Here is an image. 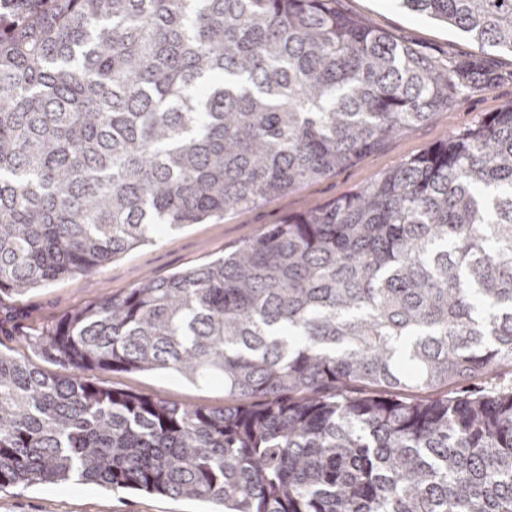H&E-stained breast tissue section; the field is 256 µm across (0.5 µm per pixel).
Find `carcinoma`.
I'll list each match as a JSON object with an SVG mask.
<instances>
[{
    "instance_id": "obj_1",
    "label": "carcinoma",
    "mask_w": 512,
    "mask_h": 512,
    "mask_svg": "<svg viewBox=\"0 0 512 512\" xmlns=\"http://www.w3.org/2000/svg\"><path fill=\"white\" fill-rule=\"evenodd\" d=\"M512 52V0H394ZM437 65L336 0H0V295L96 271L426 122ZM0 351V490L217 512H512V104L209 263ZM91 369L219 380L186 407ZM408 391L423 394L405 397ZM209 504L70 481L0 492V512H206Z\"/></svg>"
}]
</instances>
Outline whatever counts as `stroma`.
<instances>
[{
	"instance_id": "35a3bbf8",
	"label": "stroma",
	"mask_w": 512,
	"mask_h": 512,
	"mask_svg": "<svg viewBox=\"0 0 512 512\" xmlns=\"http://www.w3.org/2000/svg\"><path fill=\"white\" fill-rule=\"evenodd\" d=\"M343 13L386 32L437 63L482 54L494 76L492 85H465L447 108L431 119L388 139L346 168L292 191L267 198L256 207L226 214L207 224L167 230L153 243L127 252L101 269L37 288L16 299L0 297V351L23 354L42 371L66 374V367L45 356L40 336L62 317L106 297L125 295L142 282L168 276L208 262L257 236L269 224L306 212L346 195L422 153L460 130L476 125L487 113L512 103V52L479 48L466 34L446 24L400 9L394 0H338ZM102 385L185 406L221 408L224 386L188 382L173 374L96 370ZM199 501L172 499L129 491H110L95 484L16 486L0 491V512H208Z\"/></svg>"
}]
</instances>
